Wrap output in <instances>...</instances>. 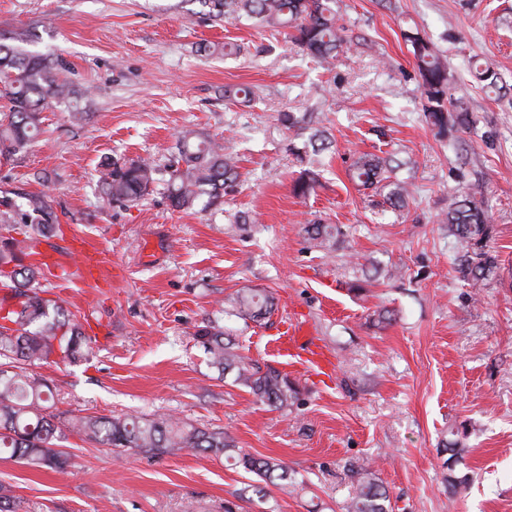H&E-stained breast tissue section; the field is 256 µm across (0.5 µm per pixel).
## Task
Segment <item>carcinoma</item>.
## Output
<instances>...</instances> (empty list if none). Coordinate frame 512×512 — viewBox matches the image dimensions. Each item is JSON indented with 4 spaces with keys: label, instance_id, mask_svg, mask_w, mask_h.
<instances>
[{
    "label": "carcinoma",
    "instance_id": "1",
    "mask_svg": "<svg viewBox=\"0 0 512 512\" xmlns=\"http://www.w3.org/2000/svg\"><path fill=\"white\" fill-rule=\"evenodd\" d=\"M218 19H242L269 28L292 29L291 39L314 60L329 64L351 47L336 0H199ZM421 78L425 112L430 124L451 136L467 123V109L450 97L454 75L440 51L417 32L404 33ZM29 33L21 28L0 38V156L9 157L42 131L45 110L60 106L78 121L85 114L86 92L75 87L51 55L27 49ZM469 72L482 87L499 90L500 74L487 62L472 61ZM393 159L361 154L351 164L350 177L365 190L385 193L387 202L403 208L412 196L411 184L391 176ZM165 180L170 206L190 211L222 203L238 179V159L231 147L193 129L181 132L177 156ZM158 169L145 159L109 161L101 165L99 181L112 202L135 204L149 194ZM28 212L15 215L9 199L0 200V455L47 467L64 474L73 458L56 448L69 432L81 440L113 449L135 450L153 456L183 449L224 456L281 489L293 483L288 467L272 458H257L236 448L224 432L198 427L171 415L66 416L50 411L53 392L35 372L41 366L86 361L92 337L63 306L40 295L35 282L40 267L27 262L28 242L54 230L51 204L44 192L27 197ZM439 223L458 242L459 277L479 288L500 269L488 246L490 217L477 192L462 187L448 197V211ZM314 246L327 248L339 234L332 224L314 223L307 229ZM232 312L259 321L274 307L263 290L248 289L230 299ZM207 337L210 364L219 373L235 372L236 383L259 401L286 409L297 390L288 375L275 369L262 372L247 361L236 344L218 328ZM354 492L347 512H389L390 496L377 471L360 465L351 469Z\"/></svg>",
    "mask_w": 512,
    "mask_h": 512
}]
</instances>
